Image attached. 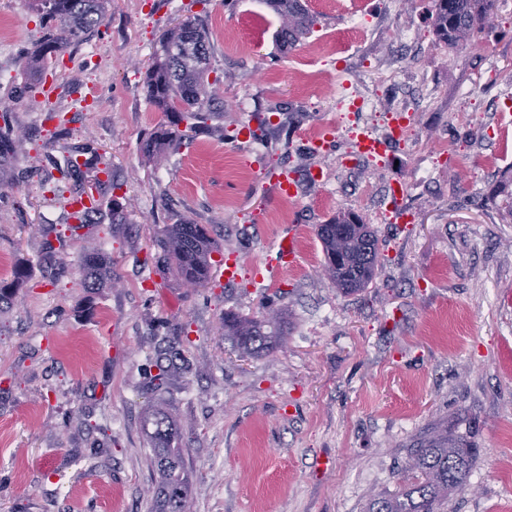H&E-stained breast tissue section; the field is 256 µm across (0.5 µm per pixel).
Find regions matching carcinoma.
<instances>
[{
    "label": "carcinoma",
    "instance_id": "1",
    "mask_svg": "<svg viewBox=\"0 0 512 512\" xmlns=\"http://www.w3.org/2000/svg\"><path fill=\"white\" fill-rule=\"evenodd\" d=\"M40 19L44 36L36 48L19 59L26 81L19 95L36 91L54 59L72 45L84 40L99 27L112 0H28ZM280 19L277 31L280 46L292 48L318 23L304 0H263ZM495 9V0H432L431 20L438 40L447 46L467 44L482 29ZM211 42L203 21L185 17L160 38L153 60L146 71L145 87L149 101L175 117L173 125L185 121L194 131L209 129L208 121L219 98L220 78L209 80ZM0 120V190L9 186L5 166L13 157L17 140L8 122ZM181 134L165 125L158 126L144 144V152L158 159L178 150ZM322 244L323 267L328 279L342 293H355L368 287L380 266L378 239L360 216L347 212L315 229ZM154 241L165 266L185 284L208 282L212 254L216 247L203 224L184 218L158 228ZM80 266L87 271L85 286L97 288L111 279V261L104 255L85 254ZM285 319L243 317L224 313V335L232 337L246 355L280 347L284 342ZM155 488L152 512H189L188 469L184 449L175 446L177 438L173 415L165 409L152 414ZM476 449L471 441L435 428L410 449V461L395 494L373 499L367 512H439L448 493L461 489Z\"/></svg>",
    "mask_w": 512,
    "mask_h": 512
}]
</instances>
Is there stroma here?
<instances>
[{"label":"stroma","mask_w":512,"mask_h":512,"mask_svg":"<svg viewBox=\"0 0 512 512\" xmlns=\"http://www.w3.org/2000/svg\"><path fill=\"white\" fill-rule=\"evenodd\" d=\"M308 6L319 22L286 51L262 0H112L49 67L48 102L12 93L44 31L25 0H0L15 27L0 99L22 137L0 191V253L27 274L0 303V512H151L158 408L188 452L190 512H364L436 425L479 449L441 512H512V0L463 48L438 41L429 0ZM189 15L210 31L224 96L212 132L185 131L155 162L141 146L166 116L145 72ZM361 95L376 113L358 110ZM405 107L404 138L357 153L359 133L387 131ZM257 112L271 121L262 140L223 139ZM86 148L94 162L75 183L104 168L112 180L74 231L51 188L59 160ZM284 179L299 188L288 203ZM116 204L127 223H113ZM343 211L371 225L381 254L376 280L349 295L321 275L315 234ZM182 218L208 225L217 248L198 288L154 244ZM284 237L297 262L266 277ZM88 253L111 259V283L83 287ZM229 309L282 312L284 346L241 356Z\"/></svg>","instance_id":"1"}]
</instances>
